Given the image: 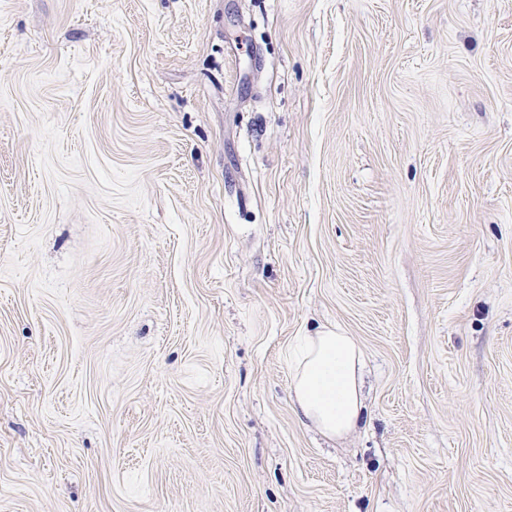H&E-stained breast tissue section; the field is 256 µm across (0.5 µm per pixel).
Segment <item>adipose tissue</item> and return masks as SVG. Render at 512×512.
Listing matches in <instances>:
<instances>
[{
  "mask_svg": "<svg viewBox=\"0 0 512 512\" xmlns=\"http://www.w3.org/2000/svg\"><path fill=\"white\" fill-rule=\"evenodd\" d=\"M291 389L299 415L324 436L339 439L363 416L360 394L362 353L338 329H320L301 337L290 353Z\"/></svg>",
  "mask_w": 512,
  "mask_h": 512,
  "instance_id": "obj_1",
  "label": "adipose tissue"
}]
</instances>
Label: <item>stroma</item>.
Masks as SVG:
<instances>
[{"mask_svg": "<svg viewBox=\"0 0 512 512\" xmlns=\"http://www.w3.org/2000/svg\"><path fill=\"white\" fill-rule=\"evenodd\" d=\"M0 512H512V0H0ZM287 357L298 414L331 439L355 429L363 416V360L353 337L339 329L323 328L302 336Z\"/></svg>", "mask_w": 512, "mask_h": 512, "instance_id": "1", "label": "stroma"}]
</instances>
